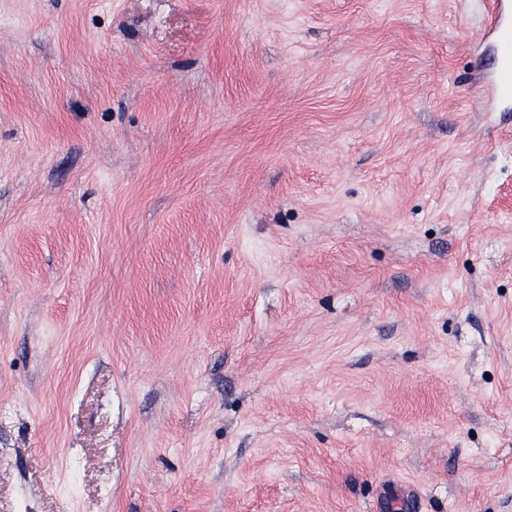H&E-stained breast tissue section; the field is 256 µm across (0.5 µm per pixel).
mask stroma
Listing matches in <instances>:
<instances>
[{
    "label": "stroma",
    "mask_w": 512,
    "mask_h": 512,
    "mask_svg": "<svg viewBox=\"0 0 512 512\" xmlns=\"http://www.w3.org/2000/svg\"><path fill=\"white\" fill-rule=\"evenodd\" d=\"M488 0H0V512H512Z\"/></svg>",
    "instance_id": "1"
}]
</instances>
